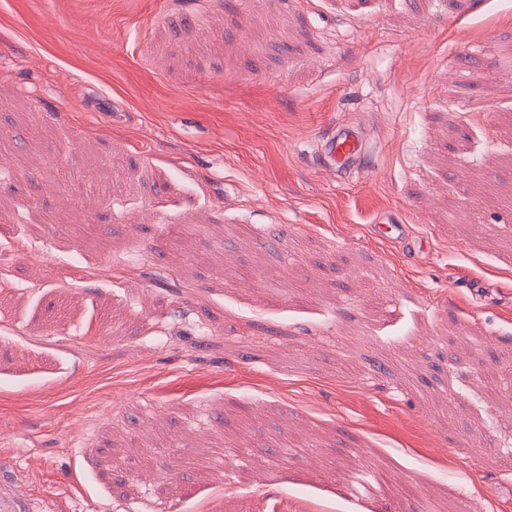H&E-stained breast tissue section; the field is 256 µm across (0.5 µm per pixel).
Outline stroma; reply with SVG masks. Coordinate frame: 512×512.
Instances as JSON below:
<instances>
[{
  "label": "stroma",
  "mask_w": 512,
  "mask_h": 512,
  "mask_svg": "<svg viewBox=\"0 0 512 512\" xmlns=\"http://www.w3.org/2000/svg\"><path fill=\"white\" fill-rule=\"evenodd\" d=\"M509 438L512 0H0V462L44 512H512ZM364 158L361 136L350 126L337 127L328 136L324 159L329 169L346 170Z\"/></svg>",
  "instance_id": "obj_1"
}]
</instances>
